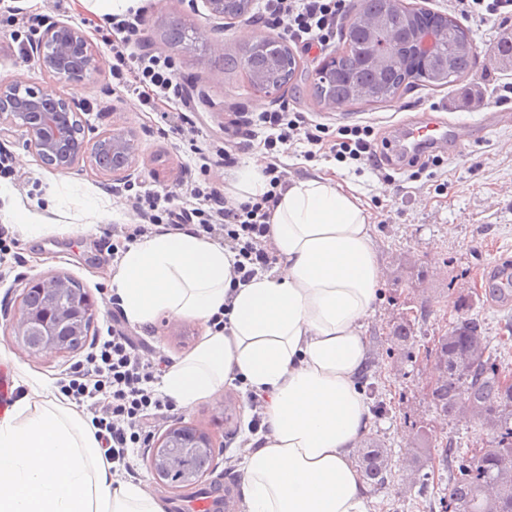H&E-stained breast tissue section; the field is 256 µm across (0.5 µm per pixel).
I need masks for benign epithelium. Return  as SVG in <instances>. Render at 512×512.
Listing matches in <instances>:
<instances>
[{
    "label": "benign epithelium",
    "mask_w": 512,
    "mask_h": 512,
    "mask_svg": "<svg viewBox=\"0 0 512 512\" xmlns=\"http://www.w3.org/2000/svg\"><path fill=\"white\" fill-rule=\"evenodd\" d=\"M211 14L229 23L245 16L251 0H203ZM357 23L374 31L375 36L365 54L373 63L392 59L401 47L399 35L386 30L380 19L366 14L356 17ZM439 30L430 26L416 42L413 56L416 68L433 70L440 66L436 48ZM27 59L41 69L59 74L67 80H78L86 71L99 67L100 58L86 33L70 22L51 21L38 39L31 42ZM84 104L67 100L51 89L26 90L20 94L17 81H0V134L14 128L24 131L27 146L50 169L67 172L80 162L96 171L123 180L131 175L136 154V137L127 129H110L96 140L97 146L87 149L86 141L71 142L66 126L57 113L80 116ZM112 146L116 156L112 167L106 168L97 157L98 144ZM29 287L40 291L42 300L36 305L19 302L15 314V334L23 350L31 357L60 354L78 348L88 335L96 315V305L86 294L72 288V278L54 273L32 280ZM213 434L196 425L178 422L162 435L152 439L149 469L158 485L179 489L199 483L206 472L190 469L187 457L213 451Z\"/></svg>",
    "instance_id": "1"
}]
</instances>
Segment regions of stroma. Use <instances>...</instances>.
<instances>
[{
    "instance_id": "35a3bbf8",
    "label": "stroma",
    "mask_w": 512,
    "mask_h": 512,
    "mask_svg": "<svg viewBox=\"0 0 512 512\" xmlns=\"http://www.w3.org/2000/svg\"><path fill=\"white\" fill-rule=\"evenodd\" d=\"M141 25L132 38L131 48L140 53L165 58L184 92L178 105L194 125L186 131L183 123L150 111L138 94L114 84V62L103 41L111 28L107 18L88 9L80 0H0V80H18L23 85L52 88L63 97L79 96L80 84L92 85V95L84 97L82 121L96 132L112 128L134 131L137 153L131 176L122 181L79 164L65 173L47 168L24 145L21 133L0 137V151L10 155L14 174L0 177L8 197H0V210L13 200L30 208L45 209L54 195L67 205V224H87L76 236L49 234L27 241L17 227L19 261L0 278V370L12 380L11 397H18L22 379L59 382L62 373L82 360L83 350L67 354L28 356L13 332V316L18 299L34 278L64 272L79 281L97 306L91 334L104 330L111 308L105 299L112 293L106 248L122 244L121 228L138 224L136 200L149 194H169L183 203L187 185L199 184L228 192L237 166L251 159H264L260 141H252L237 155L236 167L225 166L214 157L225 139L236 138L244 121L266 112L285 109L301 112L312 124L329 129L369 125L376 136H383L391 125L406 123L423 115L454 122L468 131L480 121L481 112L464 109L469 90L494 89L512 83V64L497 61L487 68L486 52L502 38L512 36V25H499L476 19L465 20L477 45L472 72L443 87L419 86L402 92L389 103L348 104L345 110L323 108L313 94V76L322 60L335 53L340 39L332 37L323 48L304 49L293 45L298 68L287 87L276 95L255 93L242 67H231L228 58H237L253 40L278 35L268 20L262 0H252L246 16L228 24L210 14L202 0H137ZM79 26L90 37L106 65L90 72L84 82L66 81L44 72L25 58L29 41L38 38L51 21ZM185 26L188 40L176 44L168 39L173 24ZM221 51H214V44ZM206 94L205 99L190 97L189 88ZM308 145L298 141L281 146L277 158L287 180L316 173H339L351 182L372 211L375 243L383 268L378 304V320L364 336L369 354L379 361L376 382L387 404L386 415L376 417L370 441H383L391 448L393 479L387 490L373 498L388 504L390 512H424L417 498V484L411 479V456H418L419 467L431 476L447 478L438 462L446 443L480 452L483 443L475 420L460 414L448 418L435 413L428 396L431 366L420 355L455 324V304L460 291L485 290L498 267L512 266V124L491 129L485 138L467 144L457 156L445 158L442 166L430 167L420 180L407 173L395 174L393 182H383L377 171L352 161L341 162L332 154L307 156ZM103 200L96 218L86 219L80 206L86 196ZM423 269L426 277H412V268ZM425 310L426 317L415 324L413 359H406L392 340L390 330L403 313ZM208 325L193 317L160 316L153 325L133 326L142 352L175 361L195 350L206 335ZM252 416L250 402L242 385H224L211 397L193 407H181L157 422L154 435H161L172 423L182 421L208 430L215 438V450L205 484L216 490L230 488L235 512H240L242 474L239 444ZM424 431L430 447L416 448L417 431Z\"/></svg>"
}]
</instances>
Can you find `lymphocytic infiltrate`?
Instances as JSON below:
<instances>
[{
  "mask_svg": "<svg viewBox=\"0 0 512 512\" xmlns=\"http://www.w3.org/2000/svg\"><path fill=\"white\" fill-rule=\"evenodd\" d=\"M342 4L343 0H265L264 9L275 22L283 24L289 41L309 48L329 42ZM110 25L119 35L110 44L118 60L112 71L118 86L138 93L142 104L149 108L160 102H177L179 85L165 60L129 49V37L139 25L137 15L112 16ZM256 127L264 133L263 145L270 151L298 136L314 147L324 142L322 135L311 132L300 112L260 113ZM373 134L368 125L339 128L332 146L336 159L350 158L382 169ZM264 173L270 189L253 201L232 203L217 190L197 185L190 188L194 204L189 208L154 195L148 210L141 214V224L124 231V240L132 243L154 233L186 229L221 240L235 254L233 285L249 283L277 261L267 219L279 199V188L286 184V175L274 161L267 164ZM108 302L112 307L111 324L105 335L96 338L84 359L71 366L61 389L92 412L95 436L113 474L119 476L132 474L131 457L135 450L146 447L151 421L170 414L173 401L157 389L164 372L162 361L140 353L118 297L110 296Z\"/></svg>",
  "mask_w": 512,
  "mask_h": 512,
  "instance_id": "lymphocytic-infiltrate-1",
  "label": "lymphocytic infiltrate"
}]
</instances>
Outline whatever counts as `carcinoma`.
Masks as SVG:
<instances>
[{
    "label": "carcinoma",
    "mask_w": 512,
    "mask_h": 512,
    "mask_svg": "<svg viewBox=\"0 0 512 512\" xmlns=\"http://www.w3.org/2000/svg\"><path fill=\"white\" fill-rule=\"evenodd\" d=\"M390 21L416 32L419 26L429 24L430 19L424 14L402 11L391 15ZM344 39V48L336 55V77L314 86L317 97L323 101L334 99L338 105L393 100L412 73L406 55H400L380 75L362 65V45L351 29L345 30ZM439 53L447 65V74L432 72L419 78V82L439 87L470 73L475 55L472 39L453 17L446 18L443 24ZM265 55L266 52L257 48L243 52L240 65L246 70L249 82L288 85L296 70L290 54L282 53L283 61L272 66L265 65ZM483 326V319L466 316L440 337L436 364L440 376L430 388L436 413L446 416L468 413L481 430L492 433L495 442L494 448L478 456L445 446L440 458L448 471V484L440 491L430 488L429 475H423L418 497L429 502L439 492V502H448L453 512H512V483L505 484L502 478L504 473L512 471V389L505 388L501 382V376L508 373L503 361L498 359L501 348L491 347ZM413 336L412 320L406 315L400 317L393 328V340L406 346ZM376 367L377 364H370L363 383L366 396L374 400L375 413L381 415L386 412V406L374 382ZM360 464L375 491L388 488L393 474L387 449L377 443L362 449Z\"/></svg>",
    "instance_id": "1"
}]
</instances>
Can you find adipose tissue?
Instances as JSON below:
<instances>
[{"instance_id":"1","label":"adipose tissue","mask_w":512,"mask_h":512,"mask_svg":"<svg viewBox=\"0 0 512 512\" xmlns=\"http://www.w3.org/2000/svg\"><path fill=\"white\" fill-rule=\"evenodd\" d=\"M0 220L29 239L75 231L20 205ZM269 222L277 265L240 288L233 252L188 231L129 244L112 288L140 326L227 314L162 391L188 408L239 379L266 397L269 431L240 463L245 512H375L351 455L374 426L357 386L382 283L369 206L318 174L280 190ZM110 468L90 420L50 383L0 414V512H165L140 485L113 484Z\"/></svg>"}]
</instances>
